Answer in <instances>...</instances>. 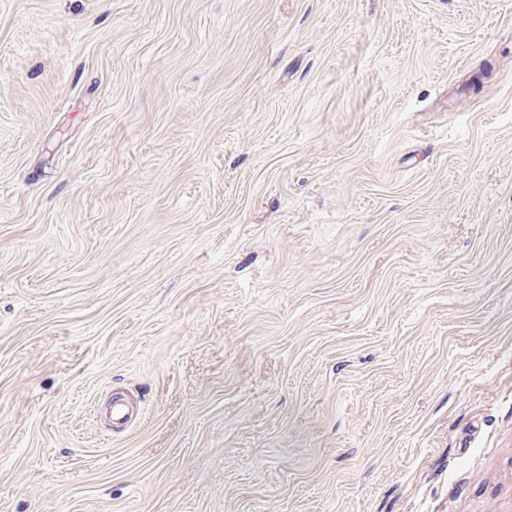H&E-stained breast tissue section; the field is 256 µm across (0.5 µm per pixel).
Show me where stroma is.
I'll use <instances>...</instances> for the list:
<instances>
[{"mask_svg": "<svg viewBox=\"0 0 512 512\" xmlns=\"http://www.w3.org/2000/svg\"><path fill=\"white\" fill-rule=\"evenodd\" d=\"M0 512H512V0H0Z\"/></svg>", "mask_w": 512, "mask_h": 512, "instance_id": "obj_1", "label": "stroma"}]
</instances>
